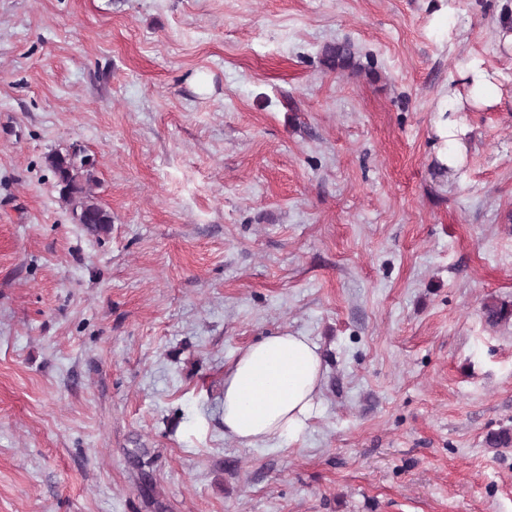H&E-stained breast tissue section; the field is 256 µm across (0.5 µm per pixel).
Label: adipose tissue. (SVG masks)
Segmentation results:
<instances>
[{"mask_svg":"<svg viewBox=\"0 0 512 512\" xmlns=\"http://www.w3.org/2000/svg\"><path fill=\"white\" fill-rule=\"evenodd\" d=\"M326 366L309 336L282 331L247 346L224 372V433L243 447L299 440L317 413Z\"/></svg>","mask_w":512,"mask_h":512,"instance_id":"ef3b65f1","label":"adipose tissue"}]
</instances>
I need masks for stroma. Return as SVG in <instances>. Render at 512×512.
<instances>
[{"label": "stroma", "instance_id": "1", "mask_svg": "<svg viewBox=\"0 0 512 512\" xmlns=\"http://www.w3.org/2000/svg\"><path fill=\"white\" fill-rule=\"evenodd\" d=\"M510 11L0 0V512H512V321L483 314L512 303ZM74 149L109 233L59 200ZM284 330L325 355L319 410L240 447L224 371ZM355 53L350 43H336L324 48L323 63L330 70L347 69L355 66Z\"/></svg>", "mask_w": 512, "mask_h": 512}]
</instances>
